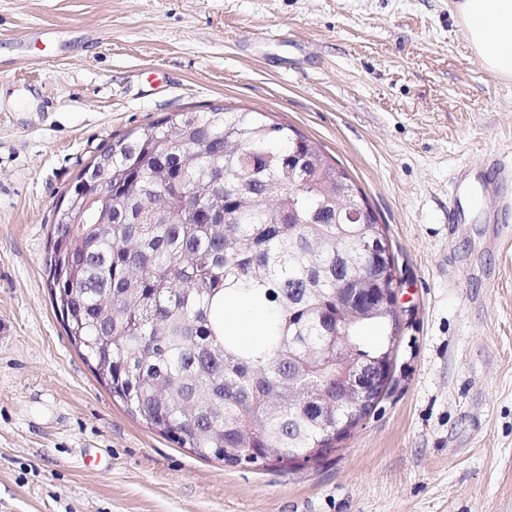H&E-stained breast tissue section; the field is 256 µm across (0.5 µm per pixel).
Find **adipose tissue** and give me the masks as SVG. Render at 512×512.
<instances>
[{
    "label": "adipose tissue",
    "instance_id": "ef3b65f1",
    "mask_svg": "<svg viewBox=\"0 0 512 512\" xmlns=\"http://www.w3.org/2000/svg\"><path fill=\"white\" fill-rule=\"evenodd\" d=\"M460 19L466 37L484 66L512 77V0H461Z\"/></svg>",
    "mask_w": 512,
    "mask_h": 512
}]
</instances>
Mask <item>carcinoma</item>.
Segmentation results:
<instances>
[{"label": "carcinoma", "instance_id": "carcinoma-1", "mask_svg": "<svg viewBox=\"0 0 512 512\" xmlns=\"http://www.w3.org/2000/svg\"><path fill=\"white\" fill-rule=\"evenodd\" d=\"M93 170L80 193L105 208L57 223L47 284L113 399L179 447L246 467L318 460L370 415L339 388L396 354L395 265L363 249L384 236L375 215L337 223L355 189L316 143L213 108L112 137ZM232 302L264 311L261 346L225 335Z\"/></svg>", "mask_w": 512, "mask_h": 512}]
</instances>
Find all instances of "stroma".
Returning <instances> with one entry per match:
<instances>
[{
	"mask_svg": "<svg viewBox=\"0 0 512 512\" xmlns=\"http://www.w3.org/2000/svg\"><path fill=\"white\" fill-rule=\"evenodd\" d=\"M457 0H0V512H512V80ZM43 29L56 40L38 39ZM267 113L385 225L394 383L319 460H205L114 401L47 285L57 209L112 140L180 112ZM479 202L448 222L454 175Z\"/></svg>",
	"mask_w": 512,
	"mask_h": 512,
	"instance_id": "stroma-1",
	"label": "stroma"
}]
</instances>
